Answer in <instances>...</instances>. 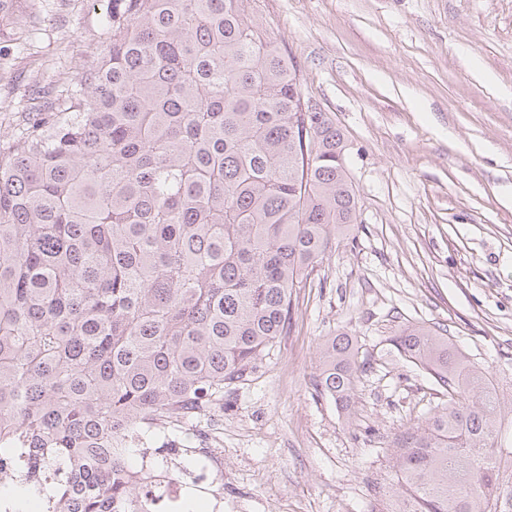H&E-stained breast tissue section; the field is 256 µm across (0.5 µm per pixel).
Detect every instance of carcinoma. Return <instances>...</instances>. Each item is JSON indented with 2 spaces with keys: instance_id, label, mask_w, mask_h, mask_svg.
Returning a JSON list of instances; mask_svg holds the SVG:
<instances>
[{
  "instance_id": "1",
  "label": "carcinoma",
  "mask_w": 512,
  "mask_h": 512,
  "mask_svg": "<svg viewBox=\"0 0 512 512\" xmlns=\"http://www.w3.org/2000/svg\"><path fill=\"white\" fill-rule=\"evenodd\" d=\"M247 0H112L96 63L0 151V471L39 512H150L142 433L224 400L291 326L355 193L326 112ZM392 345L448 404L398 438L411 512H503L512 397L438 329ZM358 351L319 346L348 408Z\"/></svg>"
}]
</instances>
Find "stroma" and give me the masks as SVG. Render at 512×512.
Masks as SVG:
<instances>
[{
  "label": "stroma",
  "instance_id": "1",
  "mask_svg": "<svg viewBox=\"0 0 512 512\" xmlns=\"http://www.w3.org/2000/svg\"><path fill=\"white\" fill-rule=\"evenodd\" d=\"M109 0H13L0 20V150L40 88L96 62ZM305 101L343 134L356 223L301 289L289 332L223 404L165 425L224 487L205 512H368L394 439L444 405L391 339L407 324L451 342L512 389V0H248ZM350 334V409L314 393L317 347Z\"/></svg>",
  "mask_w": 512,
  "mask_h": 512
}]
</instances>
